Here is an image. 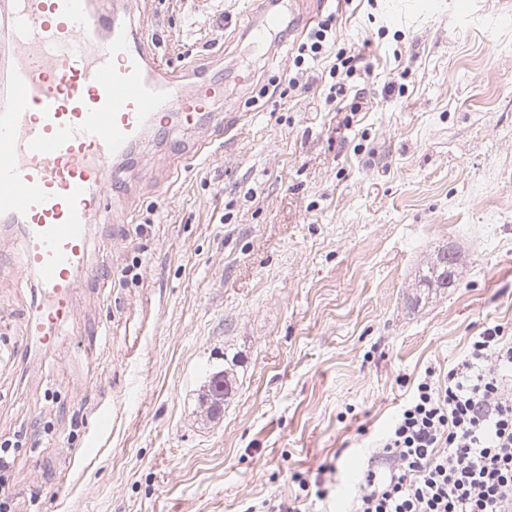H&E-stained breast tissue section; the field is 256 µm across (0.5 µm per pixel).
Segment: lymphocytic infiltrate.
<instances>
[{
    "mask_svg": "<svg viewBox=\"0 0 512 512\" xmlns=\"http://www.w3.org/2000/svg\"><path fill=\"white\" fill-rule=\"evenodd\" d=\"M333 16L308 27L287 62L288 89L336 41ZM364 55L339 48L329 98L368 72ZM351 512H512V336L502 326L471 337L446 374L427 370L386 433Z\"/></svg>",
    "mask_w": 512,
    "mask_h": 512,
    "instance_id": "lymphocytic-infiltrate-1",
    "label": "lymphocytic infiltrate"
}]
</instances>
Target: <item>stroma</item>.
<instances>
[{
	"label": "stroma",
	"mask_w": 512,
	"mask_h": 512,
	"mask_svg": "<svg viewBox=\"0 0 512 512\" xmlns=\"http://www.w3.org/2000/svg\"><path fill=\"white\" fill-rule=\"evenodd\" d=\"M132 2L173 73L223 83L230 127L190 167L157 166L194 143L178 125L114 163L82 320L50 349L24 334L34 282L0 274V502L262 512L300 495L305 512H347L425 370L455 365L486 324L512 335V0L339 12L342 39L383 51L338 108L317 76L261 93L285 86L302 14L257 46L260 0ZM445 248L456 286L418 288ZM135 259L139 279L123 277ZM226 368L235 384L207 414ZM232 382L227 375L226 369L217 373L213 376L208 385L207 393L205 394V402L209 403L207 408L216 409L220 408L224 404V395L228 393L229 386L231 387Z\"/></svg>",
	"instance_id": "1"
}]
</instances>
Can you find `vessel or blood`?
I'll return each instance as SVG.
<instances>
[{"instance_id": "b4317fda", "label": "vessel or blood", "mask_w": 512, "mask_h": 512, "mask_svg": "<svg viewBox=\"0 0 512 512\" xmlns=\"http://www.w3.org/2000/svg\"><path fill=\"white\" fill-rule=\"evenodd\" d=\"M0 221L22 228L37 301L28 338L50 345L78 321L72 300L88 274V229L112 192V164L170 112L197 127L191 161L224 116L222 85L183 87L133 22L113 23L94 0H0Z\"/></svg>"}]
</instances>
